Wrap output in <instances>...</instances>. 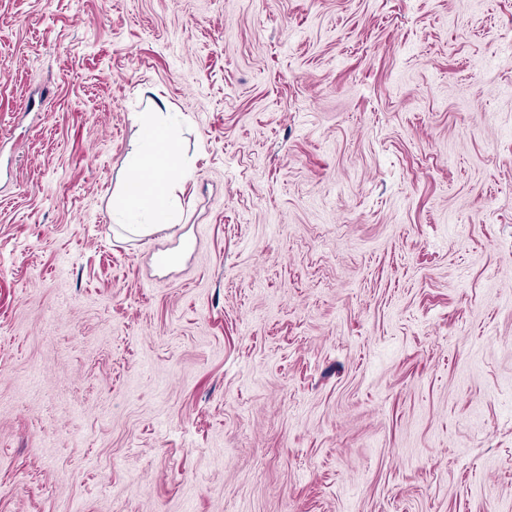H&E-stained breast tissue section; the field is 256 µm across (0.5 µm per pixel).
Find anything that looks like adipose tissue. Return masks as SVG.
<instances>
[{"label": "adipose tissue", "mask_w": 512, "mask_h": 512, "mask_svg": "<svg viewBox=\"0 0 512 512\" xmlns=\"http://www.w3.org/2000/svg\"><path fill=\"white\" fill-rule=\"evenodd\" d=\"M135 120L141 143L112 196V221L127 235L141 238L180 223L178 193L191 176V165L175 148L172 113L140 112Z\"/></svg>", "instance_id": "1"}]
</instances>
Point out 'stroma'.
I'll use <instances>...</instances> for the list:
<instances>
[{
	"instance_id": "1",
	"label": "stroma",
	"mask_w": 512,
	"mask_h": 512,
	"mask_svg": "<svg viewBox=\"0 0 512 512\" xmlns=\"http://www.w3.org/2000/svg\"><path fill=\"white\" fill-rule=\"evenodd\" d=\"M0 512H512V0H0ZM173 113H136L140 147L112 195V222L134 238L172 228L182 219L178 191L190 179L191 165L175 148ZM173 171H178V180L168 176Z\"/></svg>"
}]
</instances>
